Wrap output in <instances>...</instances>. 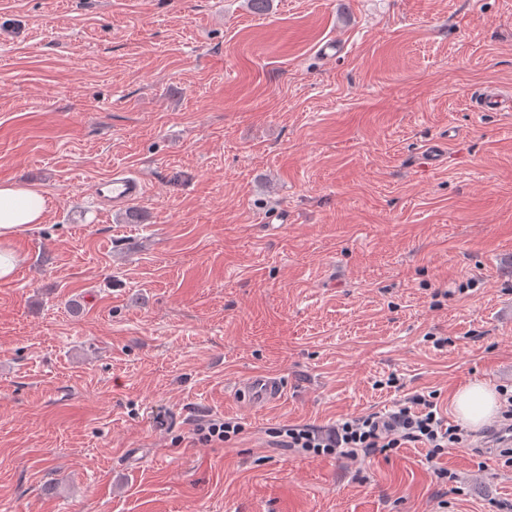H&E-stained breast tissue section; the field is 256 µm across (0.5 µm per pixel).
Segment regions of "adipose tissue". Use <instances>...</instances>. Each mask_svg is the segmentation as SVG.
Listing matches in <instances>:
<instances>
[{
    "label": "adipose tissue",
    "instance_id": "ef3b65f1",
    "mask_svg": "<svg viewBox=\"0 0 512 512\" xmlns=\"http://www.w3.org/2000/svg\"><path fill=\"white\" fill-rule=\"evenodd\" d=\"M47 200L36 189L14 182H0V280L12 279L21 263L11 243L20 233L42 223ZM453 410L464 424L476 428L500 407L497 391L488 383L473 382L452 397Z\"/></svg>",
    "mask_w": 512,
    "mask_h": 512
}]
</instances>
